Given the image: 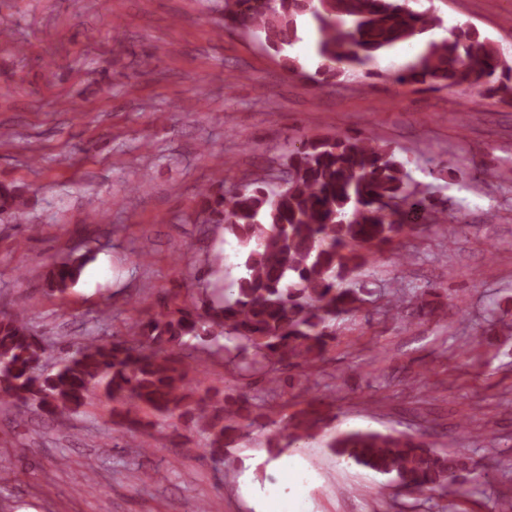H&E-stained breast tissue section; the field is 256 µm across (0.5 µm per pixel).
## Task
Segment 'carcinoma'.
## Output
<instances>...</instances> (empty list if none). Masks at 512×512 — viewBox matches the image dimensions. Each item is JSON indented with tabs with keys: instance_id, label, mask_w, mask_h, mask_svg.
<instances>
[{
	"instance_id": "carcinoma-1",
	"label": "carcinoma",
	"mask_w": 512,
	"mask_h": 512,
	"mask_svg": "<svg viewBox=\"0 0 512 512\" xmlns=\"http://www.w3.org/2000/svg\"><path fill=\"white\" fill-rule=\"evenodd\" d=\"M234 6L225 19L246 28L293 74L300 65L288 48L298 40L297 18L314 23L317 83L362 69L443 25L409 0H234ZM394 80L422 91L477 90L512 103V63L474 28L428 40ZM286 167L282 185L258 175L227 192L199 191L203 223L224 225L242 249L237 277L224 293L181 301L180 293L165 292L126 335L90 336L53 364L25 316L1 313L0 399L11 403L15 420L33 410L55 421L66 418L99 389L112 402V424L143 429L126 443L132 459L160 451L150 428L176 418L203 435L204 451L226 463L228 476L235 472L231 449L246 443L248 427L270 428L267 447L275 457L315 437L325 418L314 408L275 421L256 395L210 386L196 396L190 374L202 363L198 353L221 357L224 369L242 380L280 390L292 381L284 370L299 368L308 376L334 346L336 317L365 302L357 273L418 224L440 223L441 210L413 183L395 150L370 137L304 140L288 150ZM27 209L23 188L0 182V214ZM86 262L78 255L53 267L46 286L66 294ZM429 293L407 299L396 289L387 295L385 313L399 318L410 308L412 319L428 321L436 316L424 301ZM328 447L340 459L431 497L466 495L479 485L466 449L441 452L421 435L346 431L332 435Z\"/></svg>"
}]
</instances>
